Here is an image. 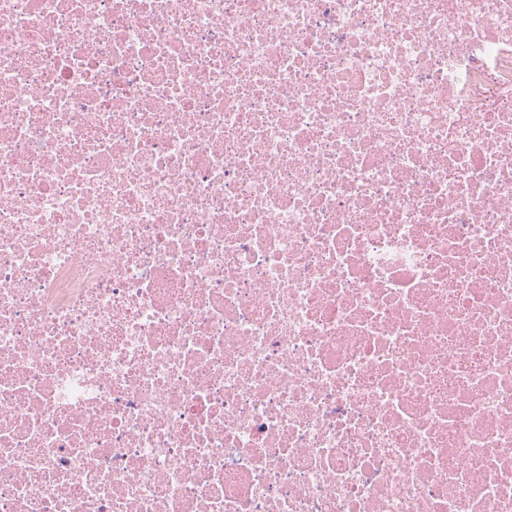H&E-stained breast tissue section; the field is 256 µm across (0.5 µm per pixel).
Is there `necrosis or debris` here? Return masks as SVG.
I'll return each mask as SVG.
<instances>
[{
    "mask_svg": "<svg viewBox=\"0 0 512 512\" xmlns=\"http://www.w3.org/2000/svg\"><path fill=\"white\" fill-rule=\"evenodd\" d=\"M0 512H512V0H0Z\"/></svg>",
    "mask_w": 512,
    "mask_h": 512,
    "instance_id": "obj_1",
    "label": "necrosis or debris"
}]
</instances>
